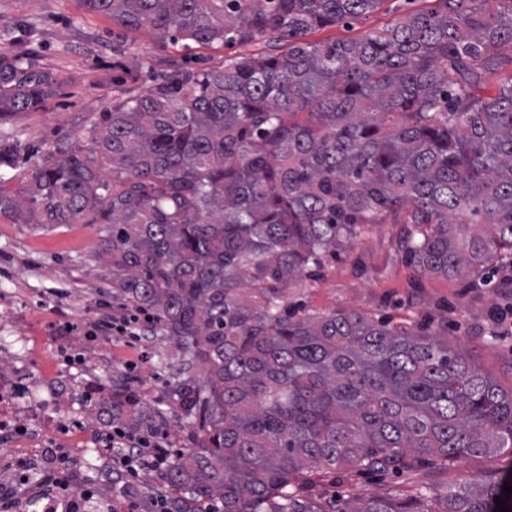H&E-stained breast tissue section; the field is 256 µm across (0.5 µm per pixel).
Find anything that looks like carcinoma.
<instances>
[{
	"mask_svg": "<svg viewBox=\"0 0 512 512\" xmlns=\"http://www.w3.org/2000/svg\"><path fill=\"white\" fill-rule=\"evenodd\" d=\"M359 39L306 37L382 0H83L175 43L288 45L219 71L172 72L58 143L16 192L15 224L101 225L112 295L175 346L165 405L189 447L160 484L127 475L86 512H500L504 472L440 495L382 487L315 503L317 473L512 465V389L445 334L350 310L300 313L324 265L368 224H408L423 273L493 276L512 260V0H435ZM52 75L0 51V116L42 108ZM91 414L151 436L167 413L123 383Z\"/></svg>",
	"mask_w": 512,
	"mask_h": 512,
	"instance_id": "1",
	"label": "carcinoma"
}]
</instances>
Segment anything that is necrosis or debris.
Instances as JSON below:
<instances>
[{
    "label": "necrosis or debris",
    "mask_w": 512,
    "mask_h": 512,
    "mask_svg": "<svg viewBox=\"0 0 512 512\" xmlns=\"http://www.w3.org/2000/svg\"><path fill=\"white\" fill-rule=\"evenodd\" d=\"M111 347V337L86 344L69 323L58 322L45 335L13 337L0 353V470L12 475L0 484V498L12 512H76L75 497L63 495L51 477L61 471L72 488L84 486L103 436L88 422L75 438L71 421L86 394L108 396L112 388L95 383L79 390L66 374L89 369Z\"/></svg>",
    "instance_id": "4bbe7bcc"
}]
</instances>
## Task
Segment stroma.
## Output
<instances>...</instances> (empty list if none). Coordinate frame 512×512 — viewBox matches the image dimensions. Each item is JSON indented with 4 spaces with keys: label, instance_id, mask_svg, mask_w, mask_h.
Masks as SVG:
<instances>
[{
    "label": "stroma",
    "instance_id": "1",
    "mask_svg": "<svg viewBox=\"0 0 512 512\" xmlns=\"http://www.w3.org/2000/svg\"><path fill=\"white\" fill-rule=\"evenodd\" d=\"M433 6L434 0H382L376 11L314 31L308 39H356L405 13ZM1 47L59 80L41 110L0 119V141L17 142L24 152L19 166H0V187L8 191L19 189L29 169L59 139L83 142L86 121L115 99L145 93L173 70H220L235 56L272 51L263 38L187 48L144 31L121 33L110 19L88 11L82 0H0ZM405 230L402 224L368 225L337 255L326 258L313 288L297 296L296 305L309 313L347 309L394 321L429 320L487 375L511 388L512 288L496 278L484 283L422 274L399 249ZM100 237L96 224L41 227L0 216V300L16 295L29 302L18 332L42 335L50 317L60 311L76 327L89 315L102 324L121 317ZM173 353L171 341L160 336L145 342L116 336L111 359L98 363L94 377L128 384L153 402L162 397L169 379L159 358ZM503 466L500 458L483 457L448 468L433 462L406 472L342 471L313 477L306 495L318 503H357L382 484L402 490L427 484L442 490L498 473Z\"/></svg>",
    "mask_w": 512,
    "mask_h": 512
}]
</instances>
